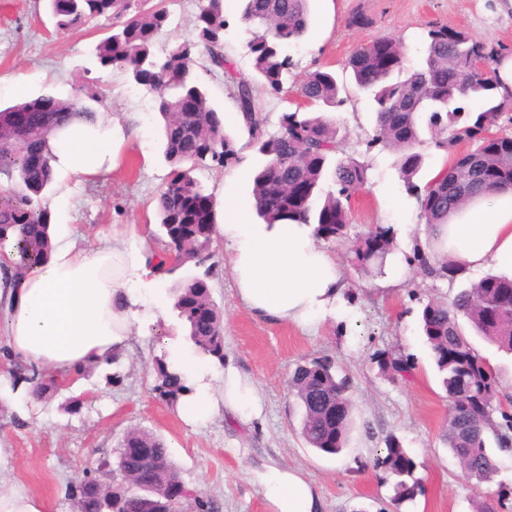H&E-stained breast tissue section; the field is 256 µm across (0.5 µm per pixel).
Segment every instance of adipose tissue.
I'll return each mask as SVG.
<instances>
[{
    "mask_svg": "<svg viewBox=\"0 0 512 512\" xmlns=\"http://www.w3.org/2000/svg\"><path fill=\"white\" fill-rule=\"evenodd\" d=\"M47 148L55 186L83 181L113 169L120 145L111 122L74 123L55 129ZM218 230L232 252L237 296L254 316L275 323H310L334 305L342 289L334 257L317 245L304 224H252L249 201L223 196ZM441 241L458 265L478 269L512 264V208L479 211L472 222L444 227ZM49 257L12 281L13 304L4 336L9 349L37 375L68 377L127 347L132 334L126 315L138 290H155L167 275L155 249L136 225L113 228L100 245L80 244L60 225L51 227ZM197 388L178 407L182 419L200 422L218 410L251 415L257 396L233 368L217 370L223 382L213 392L196 361H183ZM272 512H317L320 502L301 475L271 468L260 476Z\"/></svg>",
    "mask_w": 512,
    "mask_h": 512,
    "instance_id": "ef3b65f1",
    "label": "adipose tissue"
}]
</instances>
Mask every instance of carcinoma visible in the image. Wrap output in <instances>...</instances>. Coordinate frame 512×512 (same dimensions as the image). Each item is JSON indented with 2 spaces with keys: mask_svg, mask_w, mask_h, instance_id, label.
<instances>
[{
  "mask_svg": "<svg viewBox=\"0 0 512 512\" xmlns=\"http://www.w3.org/2000/svg\"><path fill=\"white\" fill-rule=\"evenodd\" d=\"M55 26L61 31L79 28L92 20L112 15L122 19L94 47L93 55L103 72L117 69L129 82L153 96V110L162 121L163 155L171 171L154 198L166 259L167 272L186 265L202 267L213 256L217 235V199L195 176L201 169H230L241 162L240 151L224 134V117L209 100L205 82L194 71L197 58L203 71L222 73L233 84V94L257 152L264 162L253 171V199L265 224L291 222L313 227L318 239L332 240L346 234L350 224L351 194L368 181L369 167L353 157H340L338 126L322 116L344 104V84L330 70H315L295 86L291 82L293 60L286 48L298 43L310 22V0H242L240 21L250 34L247 42L254 78H236L233 62L224 53V0H201L195 17V39L179 42L158 54L154 46L170 24L163 8H146L141 0H49ZM388 62H380L373 42L361 46L344 63L356 86L370 98L376 135L371 143L397 152V169L406 193L415 198L427 226L425 249L415 260L423 274L456 280L464 274L448 255L435 250L442 226L469 203L512 192V136L489 142L477 140L473 150L457 152L461 141H472L479 132L498 126L512 110V99L503 95L506 81L498 71L487 73L475 65L479 51L489 61L508 53L505 47L479 44L469 32L434 28L428 32L425 55L411 67L402 40L389 38ZM273 95L292 93L308 103L306 110L283 112L279 129L266 132V117L256 104L255 85ZM193 95L198 109L179 112L180 100ZM96 93L60 98L46 93L37 98L0 107V126H10L18 112L47 108L58 122L93 121ZM430 134L435 148L453 154L450 164L424 184L417 182L425 165L421 146ZM0 246L12 242L20 274L39 263L51 247V216L43 206V194L53 182L50 163L35 168L20 146L0 149ZM197 235L196 250L176 251L170 244ZM365 236L385 240V250L374 256L358 238L351 248V263L364 276L384 273L392 252L394 231L377 224ZM171 292L174 311L196 352L224 360L222 318L205 335L195 331L189 299L218 309L211 293L210 269L180 278ZM419 326L431 352L442 389L448 399V418L442 442L459 460L468 480L480 486L500 472L489 447L495 442L505 450L512 443V398L499 392L496 369L474 348L470 335L512 354V276L490 273L459 291L445 304L430 300L419 314ZM379 369L396 377L413 369L408 357L386 351L377 355ZM12 388L33 382L32 394L40 399L67 388L56 380L35 379L18 365L12 370ZM292 395L301 414L300 434L306 445L324 455H338L355 428V410L346 379L336 376L333 362L311 360L296 366L289 378ZM154 390L171 404L193 392L174 367L159 363ZM342 407L336 416V407ZM500 417H494V413ZM136 435L162 460L166 476L179 477L165 442L148 431ZM393 477L391 501L396 506L412 503L422 494L417 464L398 440L391 437L384 456L374 460ZM114 512H141L143 494L136 490L113 499Z\"/></svg>",
  "mask_w": 512,
  "mask_h": 512,
  "instance_id": "obj_1",
  "label": "carcinoma"
}]
</instances>
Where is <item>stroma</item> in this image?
I'll return each mask as SVG.
<instances>
[{
    "label": "stroma",
    "mask_w": 512,
    "mask_h": 512,
    "mask_svg": "<svg viewBox=\"0 0 512 512\" xmlns=\"http://www.w3.org/2000/svg\"><path fill=\"white\" fill-rule=\"evenodd\" d=\"M147 5L166 8L171 17L157 48L193 37L199 0H148ZM310 10L307 35L290 49L297 83L318 69L340 70L354 51L381 37L401 38L408 61L416 62L434 27L463 29L486 44L512 49V0H311ZM238 12L239 0H224L229 21L224 48L238 76L248 79L253 75L248 35ZM355 14L366 18L365 26L350 24ZM113 23L101 17L60 33L47 0H0V104L44 93L72 94L85 70L94 69L93 48ZM18 78L25 86L21 93L14 86ZM204 80L242 161L235 181L225 182L220 170H201L197 177L208 190L250 195L260 156L236 118L232 87L220 74ZM98 89L99 111L134 128L121 147L119 164L104 177L73 187L67 198L54 189L44 197L53 223L70 225L82 243L98 242L116 224H156L153 198L169 172L151 96L136 91L116 70L103 75ZM344 99L335 114L340 153L370 170L368 182L351 198L346 237L324 244L346 283L335 311L311 327L254 317L237 298L229 249L220 238L213 244L210 283L222 310L224 364L253 383L258 414L244 421L220 411L203 424L184 421L153 387L158 361L192 359L195 349L173 309L161 314L155 304L140 305L129 314V350L115 363L86 370L71 385L70 393L84 399L78 412L65 410L64 394L40 401L12 390L9 380L0 381V489L35 496L45 512H77L78 486L88 469L112 457L133 429L163 438L185 487L219 512H271L259 476L272 467L299 471L318 494L321 512H475L477 502L493 499L498 484L512 485V449L496 454L498 484L478 489L441 442L448 401L418 328L421 302L448 301L483 273L469 270L452 282L423 275L412 260L426 239L418 205L404 189L394 154L369 145L375 129L365 94L351 84ZM376 224L393 227L394 247L384 275L365 280L348 257L356 238ZM397 349L410 356L414 368L392 380L374 356ZM314 358L333 360L339 375L352 383L359 428L336 457L306 447L288 390L297 364ZM391 436L410 452L423 484L415 502L398 509L390 500V477L372 467Z\"/></svg>",
    "instance_id": "obj_1"
}]
</instances>
